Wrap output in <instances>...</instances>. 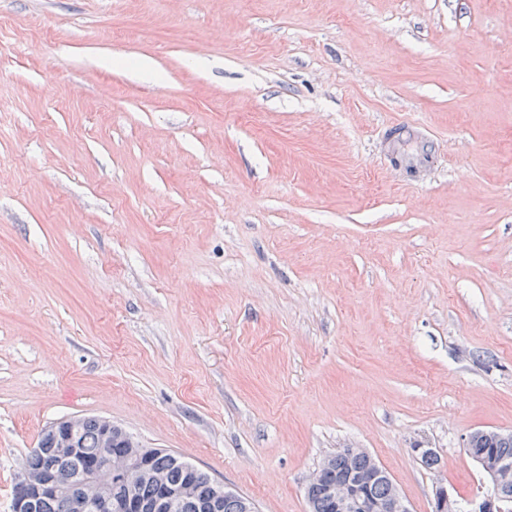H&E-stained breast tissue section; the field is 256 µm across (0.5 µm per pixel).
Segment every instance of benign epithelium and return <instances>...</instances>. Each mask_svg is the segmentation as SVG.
<instances>
[{
	"label": "benign epithelium",
	"mask_w": 512,
	"mask_h": 512,
	"mask_svg": "<svg viewBox=\"0 0 512 512\" xmlns=\"http://www.w3.org/2000/svg\"><path fill=\"white\" fill-rule=\"evenodd\" d=\"M79 418H68L51 423L45 432L53 439L54 448L48 457L45 469L37 475L23 472L19 478V493L13 500L12 512H31L36 498L64 495L71 501L73 512H137V501L133 496L134 485L148 476L145 470L144 453L136 451L140 443L134 437L124 436L123 447L127 451L109 453L107 459L88 466L77 474L66 466L78 454L76 430ZM489 482V489L482 495L469 499L463 506L459 499L440 487L435 492L434 512H504L505 504L512 500L508 478L512 475V461L495 456L477 459ZM389 478L379 465L366 476L342 474L327 488V494L336 503V512H410L399 492L392 491L386 501H377L370 495L373 480ZM158 500L154 512H170L173 505L183 498L187 486H171L160 477Z\"/></svg>",
	"instance_id": "7a95c632"
}]
</instances>
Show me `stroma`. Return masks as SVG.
Segmentation results:
<instances>
[{"instance_id":"obj_1","label":"stroma","mask_w":512,"mask_h":512,"mask_svg":"<svg viewBox=\"0 0 512 512\" xmlns=\"http://www.w3.org/2000/svg\"><path fill=\"white\" fill-rule=\"evenodd\" d=\"M1 42L0 512L84 416L257 512H308L350 447L411 512L487 490L512 0H0ZM395 123L428 164L394 162Z\"/></svg>"}]
</instances>
